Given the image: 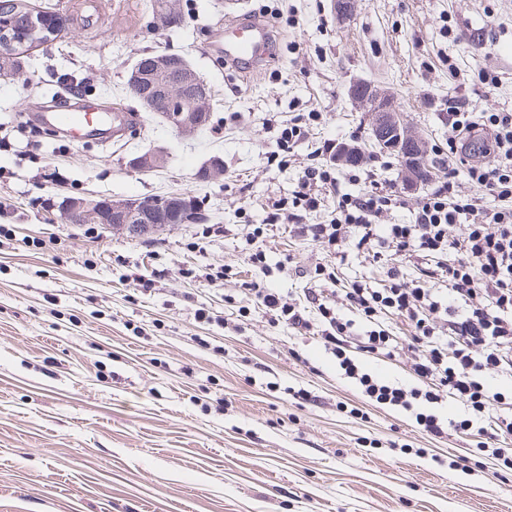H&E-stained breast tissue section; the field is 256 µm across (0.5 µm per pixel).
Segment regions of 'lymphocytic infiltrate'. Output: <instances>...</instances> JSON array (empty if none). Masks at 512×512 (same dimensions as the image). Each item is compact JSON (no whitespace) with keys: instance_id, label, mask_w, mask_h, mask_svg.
Masks as SVG:
<instances>
[{"instance_id":"f902f5d3","label":"lymphocytic infiltrate","mask_w":512,"mask_h":512,"mask_svg":"<svg viewBox=\"0 0 512 512\" xmlns=\"http://www.w3.org/2000/svg\"><path fill=\"white\" fill-rule=\"evenodd\" d=\"M455 134L441 159L444 182L413 210L408 224H381L377 218L397 200L394 183L374 181L369 194L339 192L335 168L307 166L292 200L291 212H274L272 223L294 222L295 210L317 212L327 194L336 196V216L329 224H296L297 235L333 248L343 256L347 243L380 257H395L384 287L355 281L336 287L335 271L316 268L313 287L300 302L284 300L264 284L250 291L271 323L287 324L298 333H317L340 369L355 380L370 401L415 416L426 435L464 434L475 422L493 423L498 435H512V394L491 391L490 376L512 373V113L468 112L462 105L448 108ZM489 132L485 161L465 164L459 144L467 132ZM466 173L475 194L456 189ZM461 236H453L455 227ZM426 261L424 277L406 280L401 264ZM441 275L445 285L428 286ZM333 282L330 290L319 281ZM393 314L410 329L409 344L384 329L383 316ZM406 358L417 382L407 389L364 372L356 353ZM460 401L469 411L462 420H442L431 405L444 398Z\"/></svg>"}]
</instances>
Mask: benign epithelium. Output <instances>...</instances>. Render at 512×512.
Wrapping results in <instances>:
<instances>
[{"label": "benign epithelium", "mask_w": 512, "mask_h": 512, "mask_svg": "<svg viewBox=\"0 0 512 512\" xmlns=\"http://www.w3.org/2000/svg\"><path fill=\"white\" fill-rule=\"evenodd\" d=\"M12 20H0V65L6 67L23 62L39 48L57 41L68 31L70 21L63 18L49 24L40 16L20 12ZM180 12L173 0H162L154 9L153 26L173 28ZM129 95L146 111H154V104L163 100L168 104L159 113L163 121L177 134L190 136L211 116L208 85L199 77L186 56L178 53L160 54L150 64L135 63L128 82ZM350 101L368 114L370 136L374 146L393 155L405 174V185L420 190L422 179L415 171L427 165L429 145L393 105L392 99L367 81H357L348 92ZM167 164V152L156 148L129 159L128 166L135 172L157 170ZM197 175L213 180L224 175V161L215 156L206 161ZM168 196L143 199L114 200L108 198H68L61 210L69 224H100L106 229L121 231L131 237L159 235L183 224H201L207 216L200 204L178 217Z\"/></svg>", "instance_id": "obj_1"}]
</instances>
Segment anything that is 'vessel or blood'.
I'll list each match as a JSON object with an SVG mask.
<instances>
[{"instance_id": "1", "label": "vessel or blood", "mask_w": 512, "mask_h": 512, "mask_svg": "<svg viewBox=\"0 0 512 512\" xmlns=\"http://www.w3.org/2000/svg\"><path fill=\"white\" fill-rule=\"evenodd\" d=\"M274 51L272 33L267 24L254 18H243L224 29V58L243 71H249L270 58ZM41 120L48 125L64 128L75 139L88 137L97 127L108 124L110 118L94 105L84 104L67 112L44 110Z\"/></svg>"}]
</instances>
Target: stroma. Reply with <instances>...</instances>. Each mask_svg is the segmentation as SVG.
Segmentation results:
<instances>
[{"mask_svg": "<svg viewBox=\"0 0 512 512\" xmlns=\"http://www.w3.org/2000/svg\"><path fill=\"white\" fill-rule=\"evenodd\" d=\"M70 16L69 34L0 77V512H512V471L492 449L512 436L430 438L405 412L369 402L319 338L270 323L247 290L302 299L316 267L384 285L390 257L326 246L269 225L324 141L362 147L406 224L443 181L448 106L512 112V0H176L183 22L154 30V0H35ZM271 24L277 53L242 73L224 63V23ZM187 55L209 85V128L176 135L126 92L144 55ZM494 73L488 87L479 71ZM363 79L389 94L428 142L416 194L370 142L350 102ZM85 98L119 112V136L74 142L31 115ZM320 113L288 160L283 129ZM165 169L129 171L154 147ZM224 175L198 180L211 156ZM190 192L209 218L144 239L65 223L66 197ZM264 250L280 271L264 277ZM221 277L208 281L207 276ZM214 313L202 322L197 310ZM308 391V399L292 390ZM360 408L362 417L352 415ZM466 459L467 470L449 460Z\"/></svg>", "mask_w": 512, "mask_h": 512, "instance_id": "1", "label": "stroma"}]
</instances>
